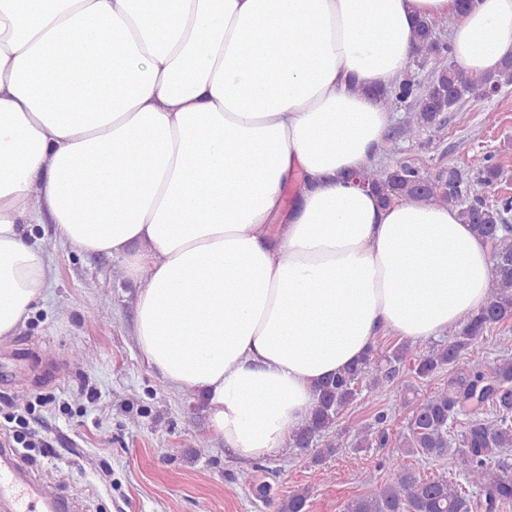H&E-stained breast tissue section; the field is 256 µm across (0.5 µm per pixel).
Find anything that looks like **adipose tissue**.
<instances>
[{"instance_id": "obj_1", "label": "adipose tissue", "mask_w": 512, "mask_h": 512, "mask_svg": "<svg viewBox=\"0 0 512 512\" xmlns=\"http://www.w3.org/2000/svg\"><path fill=\"white\" fill-rule=\"evenodd\" d=\"M449 15L465 71L512 56V0H0V338L55 277L32 242L51 222L124 262L146 362L256 460L379 334L456 329L488 298L489 243L349 180L417 20Z\"/></svg>"}]
</instances>
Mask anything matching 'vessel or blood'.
I'll list each match as a JSON object with an SVG mask.
<instances>
[{
	"label": "vessel or blood",
	"instance_id": "b4317fda",
	"mask_svg": "<svg viewBox=\"0 0 512 512\" xmlns=\"http://www.w3.org/2000/svg\"><path fill=\"white\" fill-rule=\"evenodd\" d=\"M0 512H71L57 488L33 478L17 453L0 448Z\"/></svg>",
	"mask_w": 512,
	"mask_h": 512
}]
</instances>
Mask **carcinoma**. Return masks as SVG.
I'll return each mask as SVG.
<instances>
[{"mask_svg": "<svg viewBox=\"0 0 512 512\" xmlns=\"http://www.w3.org/2000/svg\"><path fill=\"white\" fill-rule=\"evenodd\" d=\"M455 17L417 22V66L430 69L425 90L417 92L410 77H400L385 96L407 112L404 133L409 138L437 123L440 116L469 99L483 98L491 89L512 85V57L495 74L471 76L454 61H445L448 45L436 40L437 28L453 24ZM503 173L501 162L489 153L477 172V184L490 187ZM358 179L374 190L384 205L394 200L435 201L459 210L463 222L491 244L488 268L490 281L487 303L474 313L448 343L420 351L408 343L378 354L372 351L363 360L328 379L317 389L315 409L292 434L295 447L306 449L317 443L314 461L321 462L348 446L351 463L373 445L385 446L388 434L382 427L387 414L380 412L375 423L355 429L349 443L330 432L340 415L357 399L359 386L383 389L393 382L401 366L407 364L413 377L426 380L443 368L450 369L448 381L425 396L404 394L410 415L399 434L397 452L388 459L392 479L351 498L344 512H500L512 504V338H500V350L490 372L474 359L475 348L494 324L512 320V233L503 224L512 213V198L492 205L472 195L470 180L452 166L434 172L407 162L369 164ZM466 416L463 430L454 433L458 416ZM458 457L461 480L444 476L424 477L410 460L436 462ZM257 500L273 512H307L309 491L298 489L279 498L266 483L252 486Z\"/></svg>", "mask_w": 512, "mask_h": 512, "instance_id": "obj_1", "label": "carcinoma"}]
</instances>
